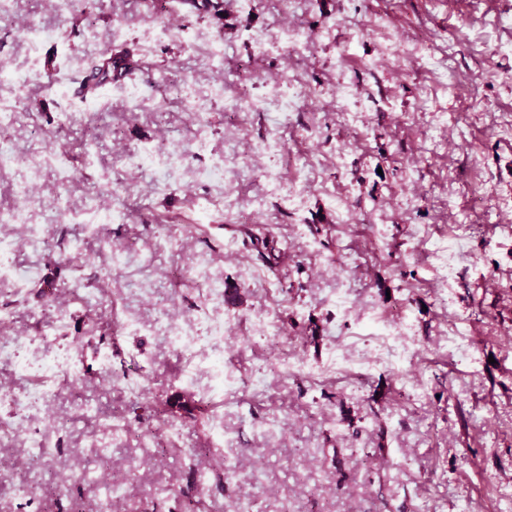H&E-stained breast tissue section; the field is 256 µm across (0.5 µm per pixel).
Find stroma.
Segmentation results:
<instances>
[{
  "instance_id": "35a3bbf8",
  "label": "stroma",
  "mask_w": 512,
  "mask_h": 512,
  "mask_svg": "<svg viewBox=\"0 0 512 512\" xmlns=\"http://www.w3.org/2000/svg\"><path fill=\"white\" fill-rule=\"evenodd\" d=\"M509 15L512 0H224L218 25L182 0H9L0 213L27 221L0 225V380L44 339L76 364L38 382L62 512L72 484L100 501L115 473L124 512H512ZM284 24L307 50L256 57ZM110 55L135 63L139 106L124 82L76 95ZM275 80L302 91L293 112ZM214 354L230 381L212 391Z\"/></svg>"
}]
</instances>
